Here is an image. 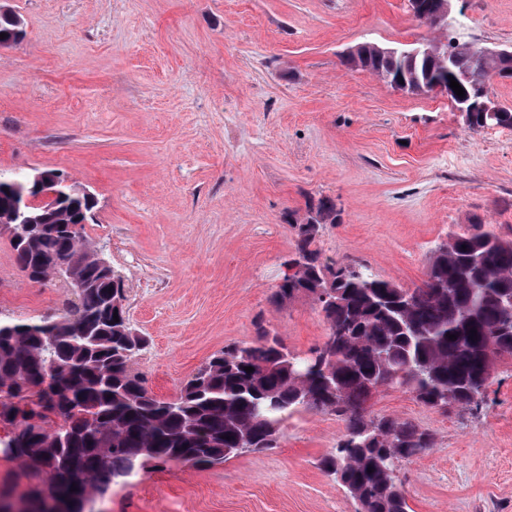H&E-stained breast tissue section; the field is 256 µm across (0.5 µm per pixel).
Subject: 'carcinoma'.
<instances>
[{"mask_svg": "<svg viewBox=\"0 0 512 512\" xmlns=\"http://www.w3.org/2000/svg\"><path fill=\"white\" fill-rule=\"evenodd\" d=\"M448 30L446 41L393 51L361 44L359 61L347 64L389 84L433 90L450 82L437 54L467 42ZM0 47L22 38V21L0 9ZM460 82L464 95L489 83L496 60L470 64ZM512 127V108L477 112L470 127ZM54 170L0 175V225L13 226L19 269L33 283L53 272L65 276L76 299L56 317L36 322L0 317V424L10 427L0 453L19 462L28 479L21 497L85 512L86 503L150 466L176 463L211 467L230 456L277 447L281 428L297 412L338 417L344 431L320 468L343 487L357 512H410L398 468L434 447L433 435L414 423L371 409L383 389H403L426 407L473 409L484 399L496 363L512 359V240L491 228L453 235L429 260L427 279L403 288L364 264L328 262L312 245L320 225L336 223V203L308 202L293 213L294 254L306 264L283 277L279 306L307 296L327 324L309 355L293 354L284 339L261 330L251 343L215 352L172 399L157 397L134 370L146 340L131 326L123 276L102 274L96 247L77 225L93 213L95 197L58 185L51 202L15 209V194ZM477 335L470 336V331ZM456 335L451 340L448 335ZM252 367L248 373L245 368ZM373 472H368V469ZM76 490H71V487Z\"/></svg>", "mask_w": 512, "mask_h": 512, "instance_id": "obj_1", "label": "carcinoma"}]
</instances>
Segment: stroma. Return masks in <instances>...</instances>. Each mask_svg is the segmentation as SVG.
Instances as JSON below:
<instances>
[{"instance_id":"obj_1","label":"stroma","mask_w":512,"mask_h":512,"mask_svg":"<svg viewBox=\"0 0 512 512\" xmlns=\"http://www.w3.org/2000/svg\"><path fill=\"white\" fill-rule=\"evenodd\" d=\"M23 40L0 49V174L57 170L90 190L83 234L127 284L148 344L134 369L159 397L225 345L321 341L318 306L271 297L294 252L291 211L328 198L323 258L421 285L433 249L477 224L512 239V128H469L443 95L348 67L357 44L437 37L407 0H0ZM476 48L512 49V0H452ZM68 286L30 282L0 233V314L54 316ZM372 410L435 446L399 471L411 512H512V361L477 410L412 393ZM343 423L298 413L278 448L195 468L168 464L113 487L99 512H355L319 468Z\"/></svg>"}]
</instances>
